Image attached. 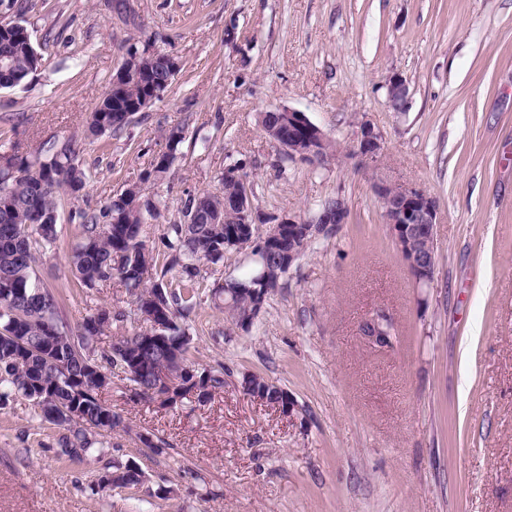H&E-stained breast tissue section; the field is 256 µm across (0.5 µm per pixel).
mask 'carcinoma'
<instances>
[{
    "instance_id": "cac0c4a2",
    "label": "carcinoma",
    "mask_w": 512,
    "mask_h": 512,
    "mask_svg": "<svg viewBox=\"0 0 512 512\" xmlns=\"http://www.w3.org/2000/svg\"><path fill=\"white\" fill-rule=\"evenodd\" d=\"M10 67L0 70V90L23 84L42 66V56L31 39L11 22L0 23V58ZM146 76L129 79L123 89L103 95L89 112L85 137L97 140L127 128L136 116L129 106L155 93L162 94L172 82L168 54L156 52L143 62ZM287 116L261 112L258 122L276 142L288 137ZM165 151L155 156L139 180L125 185L101 207L74 210L79 219L78 241L68 256L71 276L79 286L93 289L116 281L133 296L136 316L148 322L154 299L164 300L170 312L168 345L157 346L147 357L149 368L173 362L171 349L192 344L186 319L200 301L202 264L224 262V253L235 251L229 230L261 236L260 226L274 216L257 212L259 222L244 223L238 211H224V197L236 196L243 185L233 177L222 178L218 193L208 190L186 193L180 212H189L197 200L207 199L191 224H170L164 236L163 253H157L142 237V226L149 216L159 215L158 205L147 197L150 185L168 177L172 158L184 141L181 127L165 131ZM6 167L0 169V408L17 398L28 400L41 421L58 429L57 444L71 459H81L95 451V434L121 424L112 407L100 394L112 383V354H98L94 340L112 325V308L96 306L82 318L76 330L61 321L56 296L41 284L35 270L37 249H52L59 240V208L62 199L74 201L83 196L87 177L78 162L71 139L53 144L33 157L17 151L1 152ZM19 161L20 176H10V167ZM252 252L249 268L239 276L228 277L210 290L211 299L221 301L224 313L237 327H250L258 318L250 292L237 288H279L290 266L275 260L262 261ZM207 373L205 386L194 400L187 393L168 399L169 405L192 401L203 404L224 390V370L201 369ZM128 380L137 397L151 399L150 374L136 373ZM256 387L269 403L288 396V391L259 377ZM136 484L140 474L129 464L109 465L91 486L97 493L105 480Z\"/></svg>"
}]
</instances>
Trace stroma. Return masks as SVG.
Returning a JSON list of instances; mask_svg holds the SVG:
<instances>
[{
  "instance_id": "stroma-1",
  "label": "stroma",
  "mask_w": 512,
  "mask_h": 512,
  "mask_svg": "<svg viewBox=\"0 0 512 512\" xmlns=\"http://www.w3.org/2000/svg\"><path fill=\"white\" fill-rule=\"evenodd\" d=\"M27 4H0V21L27 27L43 65L0 90V152L76 140L96 208L138 180L163 130L182 127L169 178L148 188L164 204L143 227L155 248L185 192L219 190L237 159L264 212L307 220L339 196L348 219L316 239L246 331L209 291L247 254L202 267L191 359L226 371L204 405L139 399L114 373L101 398L124 425L78 464L27 400L0 410V512H512V0H127L123 14L107 0ZM132 45L175 55L179 73L122 133L83 139ZM394 74L409 86L400 113L387 96ZM280 107L305 113L338 156L280 158L258 123ZM366 119L385 136L374 165L351 153ZM380 176L437 202L427 285L396 248ZM70 209L56 248L36 253L37 275L69 328L95 306L123 312L96 339L102 352L137 327L135 304L118 283L71 282ZM379 310L398 331L389 350L361 333ZM248 373L287 389L292 414L246 396ZM110 460L135 461L146 484L91 494Z\"/></svg>"
}]
</instances>
